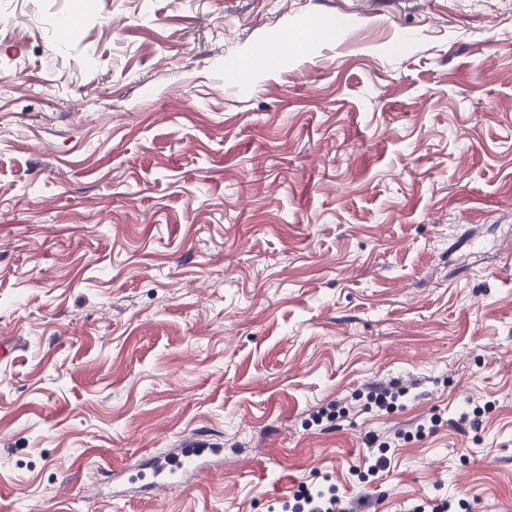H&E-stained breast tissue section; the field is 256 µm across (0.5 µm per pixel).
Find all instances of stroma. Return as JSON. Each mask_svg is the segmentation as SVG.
I'll use <instances>...</instances> for the list:
<instances>
[{
    "mask_svg": "<svg viewBox=\"0 0 512 512\" xmlns=\"http://www.w3.org/2000/svg\"><path fill=\"white\" fill-rule=\"evenodd\" d=\"M14 15L0 512H274L303 483L512 512V0H0ZM63 16L84 43H49ZM393 382L401 407L364 409ZM434 413L359 482L372 436ZM191 440L222 464L158 496L96 479Z\"/></svg>",
    "mask_w": 512,
    "mask_h": 512,
    "instance_id": "1",
    "label": "stroma"
}]
</instances>
